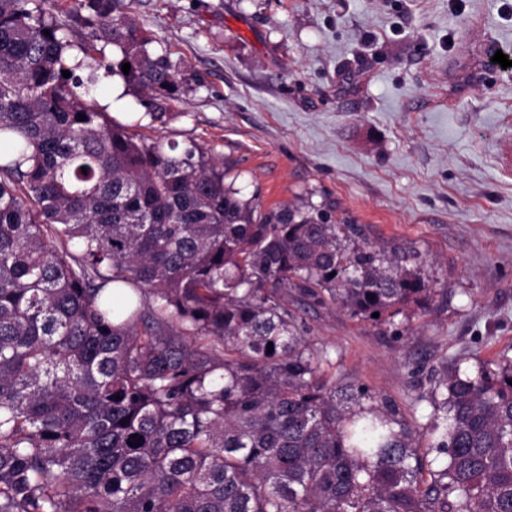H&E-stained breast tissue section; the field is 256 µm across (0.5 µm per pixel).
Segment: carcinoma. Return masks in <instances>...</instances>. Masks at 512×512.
I'll use <instances>...</instances> for the list:
<instances>
[{"label":"carcinoma","mask_w":512,"mask_h":512,"mask_svg":"<svg viewBox=\"0 0 512 512\" xmlns=\"http://www.w3.org/2000/svg\"><path fill=\"white\" fill-rule=\"evenodd\" d=\"M64 2L79 44L0 0V512H512V362L434 381V469L288 310L422 308L418 253L113 121L76 92L106 51L161 123L176 64L124 0Z\"/></svg>","instance_id":"1"}]
</instances>
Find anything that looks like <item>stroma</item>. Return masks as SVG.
<instances>
[{
	"mask_svg": "<svg viewBox=\"0 0 512 512\" xmlns=\"http://www.w3.org/2000/svg\"><path fill=\"white\" fill-rule=\"evenodd\" d=\"M184 83L153 105L100 78L109 116L203 145L242 199L288 202L417 250L425 308L380 325L289 299L337 385L426 429L449 363L512 360V0H125Z\"/></svg>",
	"mask_w": 512,
	"mask_h": 512,
	"instance_id": "obj_1",
	"label": "stroma"
}]
</instances>
